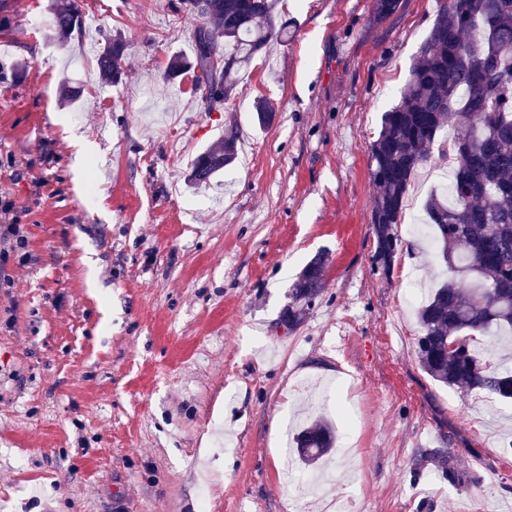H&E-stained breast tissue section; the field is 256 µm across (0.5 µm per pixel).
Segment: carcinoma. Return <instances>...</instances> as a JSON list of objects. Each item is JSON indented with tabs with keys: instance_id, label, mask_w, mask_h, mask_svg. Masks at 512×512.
I'll return each instance as SVG.
<instances>
[{
	"instance_id": "carcinoma-1",
	"label": "carcinoma",
	"mask_w": 512,
	"mask_h": 512,
	"mask_svg": "<svg viewBox=\"0 0 512 512\" xmlns=\"http://www.w3.org/2000/svg\"><path fill=\"white\" fill-rule=\"evenodd\" d=\"M279 0H203L200 11L182 0L201 20L193 60L176 56L165 77L195 74L209 106L235 97L236 75L274 40L287 35ZM76 7L52 11L49 30L65 39L82 29ZM224 68L210 70L212 53ZM124 41L117 35L97 56L100 77L117 82L124 70ZM512 0H437L436 14L421 44L399 101L384 113L370 145V177L377 188L371 211L376 238L374 267L387 273L401 245L396 225L415 172L430 158L437 134L449 122L455 132L442 143L452 168L450 189L430 194L425 213L437 257L455 278L442 283L418 309L416 356L421 369L449 388L485 391L512 400V367L483 360L476 337L512 331ZM236 133H224L217 145L191 164L189 185H208L237 158ZM325 258L313 257L301 270L281 324L293 331L324 288ZM460 339L457 353L448 343ZM335 429L320 417L293 437L297 459L312 465L330 453ZM438 473L454 488L477 482L452 448L428 452Z\"/></svg>"
}]
</instances>
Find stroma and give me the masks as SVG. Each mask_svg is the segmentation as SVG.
Returning <instances> with one entry per match:
<instances>
[{"label": "stroma", "mask_w": 512, "mask_h": 512, "mask_svg": "<svg viewBox=\"0 0 512 512\" xmlns=\"http://www.w3.org/2000/svg\"><path fill=\"white\" fill-rule=\"evenodd\" d=\"M68 2L0 0V199L27 239L0 286V512H512V402L426 375L402 297L404 275L447 278L411 229L446 161L418 171L391 272L372 265L370 144L436 0L387 17L374 0H279L288 38L227 108L193 74L164 77L194 54L181 0H76L84 29L62 43L45 19ZM115 34L111 84L95 56ZM228 127L235 164L186 186ZM319 254L326 286L287 331ZM319 416L336 447L287 490L284 436ZM424 448L454 449L477 485L416 468ZM124 41L120 35L108 39L97 56L100 77L110 83L117 82L124 70ZM325 258L313 257L301 270L291 292L292 301L281 315V324L288 331L295 330L301 323L305 310L311 306L324 288Z\"/></svg>", "instance_id": "1"}]
</instances>
